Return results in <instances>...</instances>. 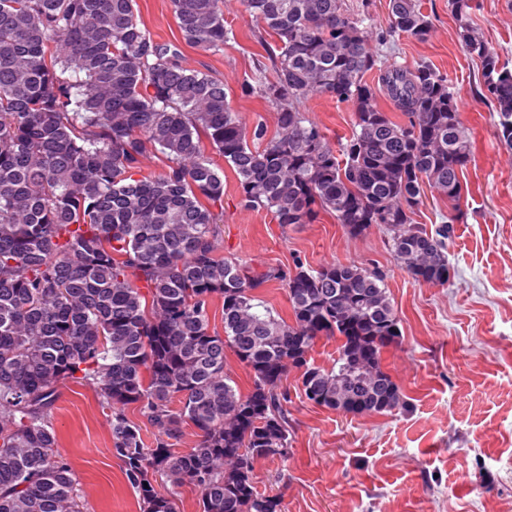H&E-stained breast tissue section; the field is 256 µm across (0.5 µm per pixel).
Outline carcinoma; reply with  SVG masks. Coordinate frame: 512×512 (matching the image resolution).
Segmentation results:
<instances>
[{
  "label": "carcinoma",
  "instance_id": "carcinoma-1",
  "mask_svg": "<svg viewBox=\"0 0 512 512\" xmlns=\"http://www.w3.org/2000/svg\"><path fill=\"white\" fill-rule=\"evenodd\" d=\"M171 4L187 45L224 49V0ZM448 4L480 62L498 140L512 148V70L473 26L472 0ZM242 5L271 37V66L241 85L243 97L276 106L271 139L232 110L223 82L151 35L135 0H0V512H84L50 421L67 381L95 385L112 408L113 452L141 512H176L184 485L198 490L200 512H281L254 469L288 457L290 369L301 370L305 398L330 410L407 407L381 368L401 337L382 273L299 261L258 273L217 256L224 176L205 150L233 170L245 207L284 227L322 211L353 235L379 226L416 281L447 284L472 143L448 76L383 63L375 49L393 33L428 40L433 19L419 0H388L385 32L342 0ZM372 70L379 87L364 80ZM311 96L353 107L339 147L300 110ZM154 153L167 160L157 175L144 172ZM426 187L448 198L430 232L412 220ZM273 279L287 289L290 323L253 294ZM215 298L222 336L209 330ZM321 337L337 342L331 369L311 363ZM227 349L251 371L245 395L225 372ZM133 403L156 430L150 446L124 413ZM187 424L198 442L180 451Z\"/></svg>",
  "mask_w": 512,
  "mask_h": 512
}]
</instances>
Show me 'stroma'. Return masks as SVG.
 <instances>
[{
    "instance_id": "stroma-1",
    "label": "stroma",
    "mask_w": 512,
    "mask_h": 512,
    "mask_svg": "<svg viewBox=\"0 0 512 512\" xmlns=\"http://www.w3.org/2000/svg\"><path fill=\"white\" fill-rule=\"evenodd\" d=\"M421 3L434 18L431 38L397 35L379 53L410 65L427 61L447 74L473 145L461 215L447 241V285L415 281L378 228L355 236L324 212L315 223L281 227L270 212L245 207L234 173H224L219 256L260 270L299 261L311 270L337 262L378 270L401 319V341L384 351L382 367L407 410L353 415L319 407L301 396L299 371L289 372L290 454L254 471L258 491L280 496L283 512H512V149L497 138L480 63L467 54L448 0ZM135 8L156 39L180 45L190 66L224 83L246 122L264 121L275 134L274 107L241 95L265 31L240 0H224V25L235 38L215 53L183 44L171 0H136ZM472 19L512 69L506 0H476ZM300 109L330 141L352 132L348 104L313 96ZM51 420L85 512H140L113 454L98 390L65 383Z\"/></svg>"
}]
</instances>
